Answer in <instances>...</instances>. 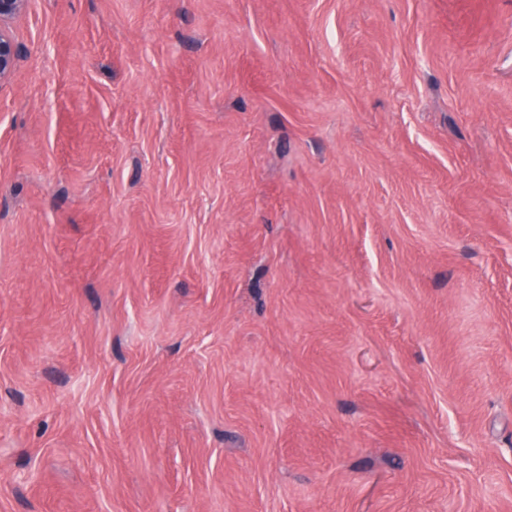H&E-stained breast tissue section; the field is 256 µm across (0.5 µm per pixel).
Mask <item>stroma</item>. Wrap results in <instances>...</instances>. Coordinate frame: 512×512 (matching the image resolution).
<instances>
[{
  "mask_svg": "<svg viewBox=\"0 0 512 512\" xmlns=\"http://www.w3.org/2000/svg\"><path fill=\"white\" fill-rule=\"evenodd\" d=\"M7 28L0 512H512V0Z\"/></svg>",
  "mask_w": 512,
  "mask_h": 512,
  "instance_id": "obj_1",
  "label": "stroma"
}]
</instances>
